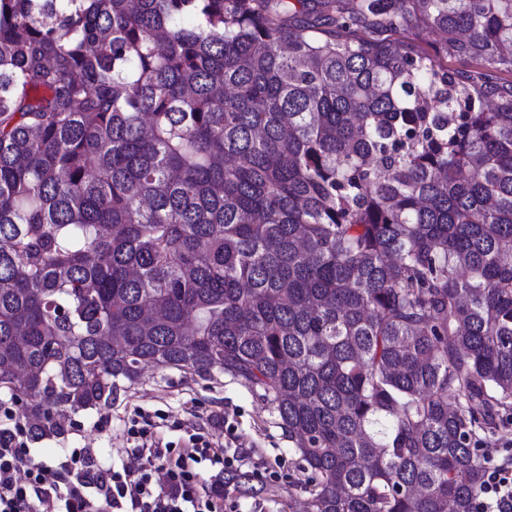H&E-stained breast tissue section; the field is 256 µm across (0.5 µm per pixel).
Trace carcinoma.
Instances as JSON below:
<instances>
[{
	"label": "carcinoma",
	"instance_id": "cac0c4a2",
	"mask_svg": "<svg viewBox=\"0 0 512 512\" xmlns=\"http://www.w3.org/2000/svg\"><path fill=\"white\" fill-rule=\"evenodd\" d=\"M0 0V391L228 372L307 512H477L512 421V0ZM383 422L387 431L374 430ZM438 59L444 64L448 66V69H456L459 71H471L478 70L488 75H491L493 81H501V79H511L510 74L502 73L501 71H497L490 67H482L477 63L465 61L454 55L453 51L448 47V53L444 50L440 49L437 54Z\"/></svg>",
	"mask_w": 512,
	"mask_h": 512
}]
</instances>
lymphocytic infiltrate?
<instances>
[{
  "instance_id": "lymphocytic-infiltrate-1",
  "label": "lymphocytic infiltrate",
  "mask_w": 512,
  "mask_h": 512,
  "mask_svg": "<svg viewBox=\"0 0 512 512\" xmlns=\"http://www.w3.org/2000/svg\"><path fill=\"white\" fill-rule=\"evenodd\" d=\"M129 432L137 444L115 467L94 448H66L52 461L36 460L30 428L19 422L0 427V512H224L229 476L271 469L207 431L191 433L182 449L135 424ZM483 493L479 512H512V465L488 467Z\"/></svg>"
}]
</instances>
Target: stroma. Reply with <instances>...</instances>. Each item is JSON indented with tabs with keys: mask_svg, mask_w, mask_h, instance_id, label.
<instances>
[{
	"mask_svg": "<svg viewBox=\"0 0 512 512\" xmlns=\"http://www.w3.org/2000/svg\"><path fill=\"white\" fill-rule=\"evenodd\" d=\"M152 416L181 420L214 432L221 441L255 451L275 464L277 478L258 498L243 496L247 512H303L309 497V473L272 413L227 373L202 378L177 369H145L140 384L119 392L111 408L71 416L64 436L33 443L36 459L56 457L61 449L92 446L105 461H118L126 447L125 431L136 409Z\"/></svg>",
	"mask_w": 512,
	"mask_h": 512,
	"instance_id": "1",
	"label": "stroma"
}]
</instances>
